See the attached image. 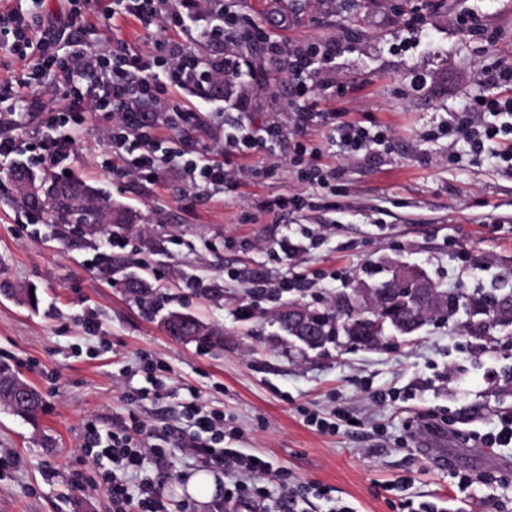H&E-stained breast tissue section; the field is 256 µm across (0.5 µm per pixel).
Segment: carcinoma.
<instances>
[{
  "label": "carcinoma",
  "instance_id": "cac0c4a2",
  "mask_svg": "<svg viewBox=\"0 0 512 512\" xmlns=\"http://www.w3.org/2000/svg\"><path fill=\"white\" fill-rule=\"evenodd\" d=\"M8 174L26 199L28 208L45 224H63L76 228L82 235L95 237L103 224H113L129 232L134 229L133 214L112 202L98 197L91 186L74 177L50 176L41 180L45 192L34 195L24 180H35L29 167L17 161ZM123 284L138 302L153 296L152 285L131 274L124 275ZM360 291L340 293L322 310L291 302L279 309L276 318L289 338L309 349H317L343 336L356 346L378 344L386 333L408 336L417 332L428 320L443 310L450 313L463 308L469 315L464 331L472 336H487L496 328L512 326V292L492 299L468 296L464 292L448 293L434 288L429 300L410 299L397 292L388 280L374 289L368 304L359 301ZM166 332L180 340L217 343L220 333L204 326L194 315L172 312L165 321ZM0 407L24 418H34L43 409L40 392L24 380L11 364L0 361Z\"/></svg>",
  "mask_w": 512,
  "mask_h": 512
}]
</instances>
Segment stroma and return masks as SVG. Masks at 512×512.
<instances>
[{"mask_svg":"<svg viewBox=\"0 0 512 512\" xmlns=\"http://www.w3.org/2000/svg\"><path fill=\"white\" fill-rule=\"evenodd\" d=\"M237 20L225 36L228 50L254 72L256 87L241 98L226 84L198 102L193 87L165 93L167 105L199 103V121L172 127L156 123L155 138L186 158L226 163L237 187L218 196L190 189L181 171L165 167L157 181L124 177L113 190L112 169L123 161L112 148V116L89 111L82 126L49 127L46 113L67 101L53 78L19 86L27 63L0 50V80L15 81L14 96L29 102L11 122V97H0V139L19 144L36 174L50 172L42 145L68 138L73 145L59 171L110 193L113 205L137 215L138 232L126 248L138 273L158 286L163 303L148 308L92 265L109 235L87 240L57 233L23 204L0 162V360L14 365L43 395L45 407L30 422L0 408V512H112L100 483L110 460L84 442L85 424L101 433L128 428L138 413L166 449L167 469L144 465L129 474L131 487L151 480L170 512H253L247 489L276 491L273 474H246L245 492L228 496L229 482L214 471L212 502L185 494V479L209 468L204 457L181 448L172 430L190 431L182 403L195 391L199 404L224 414L241 432L237 447L272 461L287 484L300 490L299 512H330L333 500L356 512H402V500L434 503L447 512H489L485 477L512 481V447L487 448L475 433L493 431L512 412V329L490 337L466 335L462 315L428 322L411 336L373 347L340 341L308 350L289 346L273 313L292 301L327 304L360 284L377 285L393 267L418 268L438 287L488 294L512 290V169L490 153L474 154L438 124L458 117L463 104L483 94L482 63L512 62V0H223ZM112 0H92L85 24L98 47L119 41L145 52L173 39L195 53H213L196 31L166 19L160 26L117 15ZM420 31L406 27L412 11ZM480 17L472 33L457 29L460 15ZM265 30L290 47L335 45L329 78L342 94L318 102L344 123L386 130L387 150L347 154L321 119L294 126L292 79L252 37ZM425 84L414 87L413 77ZM253 134L272 122L282 140L241 154L224 149V130L237 115ZM319 155L336 176L312 186L301 180L308 156H295L296 140ZM302 193L313 206L276 207L277 198ZM469 250L489 263L470 269ZM269 283L309 282V292L275 297L255 291L252 272ZM202 283L192 290L188 281ZM37 305H30L28 292ZM252 314L241 318V304ZM189 310L223 335L204 347L168 336L162 317ZM163 362L160 398L141 393L150 382L148 361ZM494 379H487L486 369ZM338 432L321 434L304 414L333 417ZM447 441L445 467L426 459V424ZM474 479L467 502L456 497V478ZM401 482L404 493L392 492ZM330 488V499L316 496Z\"/></svg>","mask_w":512,"mask_h":512,"instance_id":"obj_1","label":"stroma"}]
</instances>
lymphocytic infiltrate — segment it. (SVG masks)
<instances>
[{
  "label": "lymphocytic infiltrate",
  "instance_id": "1",
  "mask_svg": "<svg viewBox=\"0 0 512 512\" xmlns=\"http://www.w3.org/2000/svg\"><path fill=\"white\" fill-rule=\"evenodd\" d=\"M59 13H52L40 20L38 27H31L20 12L0 16V46H8L20 58L32 60L33 67L27 78L40 81L54 71H62L69 88L67 106L49 113L50 123L84 122L88 105L113 113L116 123L112 145L124 158L123 172L146 181L158 180L167 164H177L187 182L204 193L224 192L231 176L222 164L201 159H181L169 152H160L154 139V116L141 111L140 103L154 100L162 89H181L187 85L212 84L219 80L237 83L241 93L253 88V77L229 56L209 60L199 59L185 44L163 39L156 41L152 51L141 53L116 43L102 51L84 39V12L90 0H60ZM174 19L183 26H200L201 34L209 42L221 43L225 30L236 23L234 16L219 9L194 10L175 13ZM78 31L72 40L68 58H60L61 30ZM269 53L283 59L288 72L296 78L292 94L297 99V121H305L317 110L319 98L335 94L336 83L323 79L333 59L330 49L310 45L304 51L286 49L278 40L263 32H256ZM98 78V93L89 96L83 92L87 73ZM464 121L441 124L442 133L462 135L472 152L483 153L492 143H507L508 148L499 153L498 160L512 167V97L476 96L463 107ZM194 432L182 437L181 445L193 454L207 458L210 465L223 470L225 477L238 473L268 472L271 464L262 456L245 455L223 447L224 419L205 413L196 406H189ZM131 433L101 434L95 422H87L85 441L96 448L99 455L111 459L113 465L123 469H137L144 458H151L156 468L168 465L167 456L146 440L147 425L139 417L131 419Z\"/></svg>",
  "mask_w": 512,
  "mask_h": 512
}]
</instances>
